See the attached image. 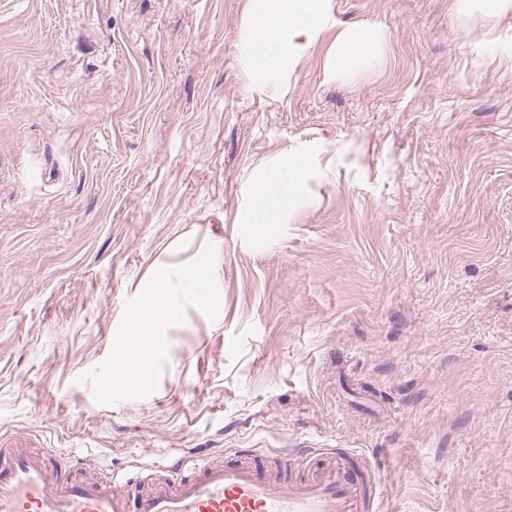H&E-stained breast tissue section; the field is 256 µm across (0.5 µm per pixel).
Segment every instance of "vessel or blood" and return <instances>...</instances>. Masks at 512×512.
Wrapping results in <instances>:
<instances>
[{
    "label": "vessel or blood",
    "instance_id": "1",
    "mask_svg": "<svg viewBox=\"0 0 512 512\" xmlns=\"http://www.w3.org/2000/svg\"><path fill=\"white\" fill-rule=\"evenodd\" d=\"M136 490L76 479L25 437L0 444V512H376L377 481L346 452L290 448L224 459L173 454Z\"/></svg>",
    "mask_w": 512,
    "mask_h": 512
}]
</instances>
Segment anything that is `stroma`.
<instances>
[{
  "label": "stroma",
  "mask_w": 512,
  "mask_h": 512,
  "mask_svg": "<svg viewBox=\"0 0 512 512\" xmlns=\"http://www.w3.org/2000/svg\"><path fill=\"white\" fill-rule=\"evenodd\" d=\"M245 0H0V435L82 475L343 448L380 512H512V71L453 0H335L389 34L248 89ZM305 153L258 239L254 172ZM219 255L135 385L98 386L151 269Z\"/></svg>",
  "instance_id": "1"
}]
</instances>
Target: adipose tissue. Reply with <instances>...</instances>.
<instances>
[{"instance_id": "obj_1", "label": "adipose tissue", "mask_w": 512, "mask_h": 512, "mask_svg": "<svg viewBox=\"0 0 512 512\" xmlns=\"http://www.w3.org/2000/svg\"><path fill=\"white\" fill-rule=\"evenodd\" d=\"M454 10L462 24L482 21L484 43L497 50L501 61L512 62V26L499 24L512 15V0H454ZM317 47L324 48L331 74L348 76L380 65L387 39L378 27L339 22L334 0H246L240 64L250 90L281 91ZM309 174L310 164L301 156L259 171L250 202L238 218L244 233L252 236L257 225L283 223L306 194ZM216 262V255L205 252L196 264L152 272L141 303L161 314L157 324L140 335L147 348L161 346L167 327L181 314L174 289L214 287Z\"/></svg>"}]
</instances>
